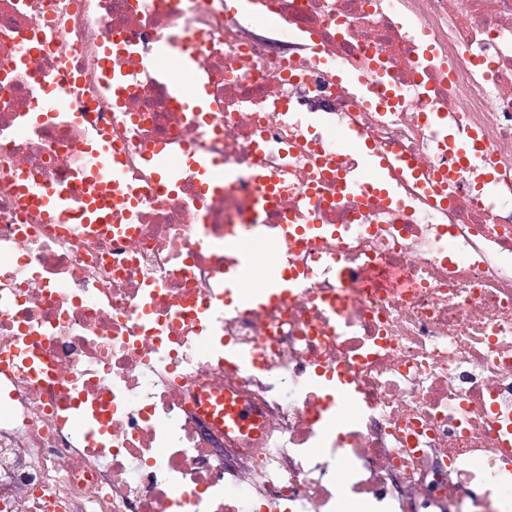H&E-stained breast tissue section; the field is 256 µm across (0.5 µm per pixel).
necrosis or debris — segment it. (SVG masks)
Here are the masks:
<instances>
[{
	"label": "necrosis or debris",
	"mask_w": 512,
	"mask_h": 512,
	"mask_svg": "<svg viewBox=\"0 0 512 512\" xmlns=\"http://www.w3.org/2000/svg\"><path fill=\"white\" fill-rule=\"evenodd\" d=\"M104 143L132 209L81 178ZM245 247L287 294L231 297ZM22 341L0 512H512V0H0ZM37 195L60 222L65 223L69 220L70 205L65 195L54 189H42ZM217 403L224 404L223 410L216 417L213 416L215 406H212L206 399L203 402L202 410L215 419L217 425L223 426L225 429L237 427L241 431H249L255 429L258 425L256 415L252 414L247 408L240 403L232 404L231 401L217 398Z\"/></svg>",
	"instance_id": "obj_1"
}]
</instances>
